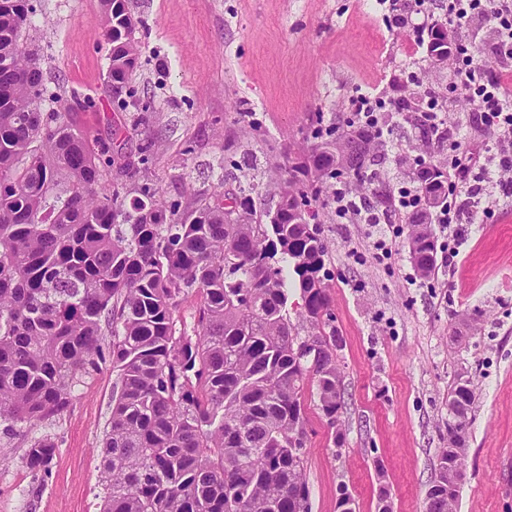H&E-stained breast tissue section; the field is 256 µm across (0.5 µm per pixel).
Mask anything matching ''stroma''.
Wrapping results in <instances>:
<instances>
[{
    "label": "stroma",
    "instance_id": "1",
    "mask_svg": "<svg viewBox=\"0 0 512 512\" xmlns=\"http://www.w3.org/2000/svg\"><path fill=\"white\" fill-rule=\"evenodd\" d=\"M50 91L73 107L91 141L111 145L105 178L150 184L191 210L216 193L253 186L274 211L288 162L310 151L314 126L346 120L359 94H423L446 77L415 41V25L444 20L448 0H426L406 27L375 0H130L138 63L124 99L112 96L100 0H30ZM369 165L378 181L410 182L419 145L391 119ZM493 217L469 212L455 266L427 278L410 259L403 215L390 258L369 228L339 219L330 194L311 202L328 244L332 324L338 336L343 443L306 399L305 467L311 512H337L347 489L355 512H424L442 448L448 391L467 369L476 391L458 512H512V198ZM110 367L80 382L70 409L48 426L58 444L48 473L24 455L29 432L0 444V512H99V448L112 409Z\"/></svg>",
    "mask_w": 512,
    "mask_h": 512
}]
</instances>
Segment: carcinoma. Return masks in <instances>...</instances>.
Instances as JSON below:
<instances>
[{
  "instance_id": "1",
  "label": "carcinoma",
  "mask_w": 512,
  "mask_h": 512,
  "mask_svg": "<svg viewBox=\"0 0 512 512\" xmlns=\"http://www.w3.org/2000/svg\"><path fill=\"white\" fill-rule=\"evenodd\" d=\"M108 81L126 83L138 52L126 0H101ZM27 0H0V439L16 427L51 425L75 387L112 367V411L101 446L100 512H297L309 498L305 468L288 465V432L305 418L315 388L327 419L337 392L336 330L329 311L327 246L316 224H293L329 179L359 180L379 147L374 133L316 128V151L286 168L276 224L257 213L253 188L190 210L166 205L148 184L128 198L104 181L110 148L89 147L70 112H45L37 53L23 42L34 25ZM341 144L345 163L329 148ZM420 209L407 217L417 272L435 266L431 198L447 201L445 172L414 169ZM203 298L194 335L176 328L185 294ZM320 343L305 362L293 353L288 301ZM111 330L112 339L103 328ZM474 388L449 391L448 447L439 455L425 512H457L448 463L465 465ZM57 449L33 436L26 467L48 470Z\"/></svg>"
}]
</instances>
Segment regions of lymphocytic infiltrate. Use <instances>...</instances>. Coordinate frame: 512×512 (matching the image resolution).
Instances as JSON below:
<instances>
[{"instance_id": "1", "label": "lymphocytic infiltrate", "mask_w": 512, "mask_h": 512, "mask_svg": "<svg viewBox=\"0 0 512 512\" xmlns=\"http://www.w3.org/2000/svg\"><path fill=\"white\" fill-rule=\"evenodd\" d=\"M449 27L460 31L489 28L493 41L482 51H472L464 40L449 41V93H466L477 105L476 121L488 138L484 152L454 150L445 165L455 173L448 183V201L435 215L436 223L449 227L448 256L456 258L465 212L496 189L512 196V0H448ZM336 215L379 228L372 243L378 255L392 252V237L381 230V218L356 194L336 191Z\"/></svg>"}]
</instances>
